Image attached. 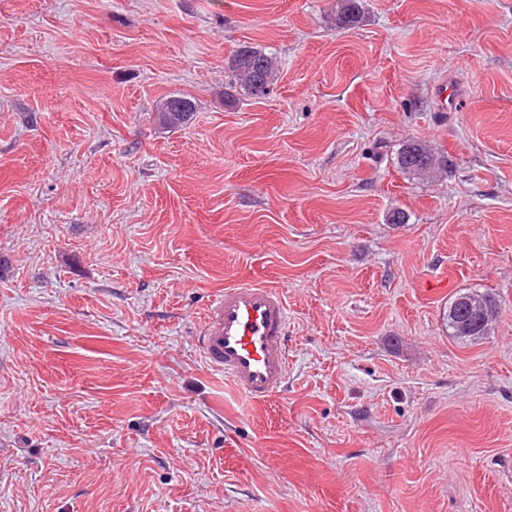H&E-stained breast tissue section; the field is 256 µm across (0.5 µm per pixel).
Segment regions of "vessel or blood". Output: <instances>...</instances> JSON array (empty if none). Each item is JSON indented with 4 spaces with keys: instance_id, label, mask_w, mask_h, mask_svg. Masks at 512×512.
<instances>
[{
    "instance_id": "obj_1",
    "label": "vessel or blood",
    "mask_w": 512,
    "mask_h": 512,
    "mask_svg": "<svg viewBox=\"0 0 512 512\" xmlns=\"http://www.w3.org/2000/svg\"><path fill=\"white\" fill-rule=\"evenodd\" d=\"M208 367L251 399L279 394L288 382V303L264 283L225 287L214 296L197 338Z\"/></svg>"
}]
</instances>
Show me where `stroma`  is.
Wrapping results in <instances>:
<instances>
[{
	"instance_id": "obj_1",
	"label": "stroma",
	"mask_w": 512,
	"mask_h": 512,
	"mask_svg": "<svg viewBox=\"0 0 512 512\" xmlns=\"http://www.w3.org/2000/svg\"><path fill=\"white\" fill-rule=\"evenodd\" d=\"M335 4L0 0V512H512V0ZM243 44L281 76L228 107ZM240 281L289 308L260 402L195 345ZM359 0H337L334 20L337 28H349L358 22ZM171 103L177 105V107L182 104L185 111L184 112H175L171 108ZM196 110V105L194 100L184 94L181 93H172L164 98L159 103L157 107V112L155 115V120L158 118H162L167 115L170 116L169 121L166 123L159 122V125L163 128L175 129L186 125L192 118L193 112ZM397 164L405 173L427 177L438 166V158L421 140H409L403 146ZM475 294H479L485 297L494 305L495 310L493 320L496 318L497 315L496 299L491 292L487 291L479 293L478 291H470L457 294L450 302V305L448 307V315L446 314L445 318L446 322L448 321V328L451 329L452 336H455L462 343L480 339L481 337L485 336L481 323L473 322L470 330L472 319L479 318L481 321L484 319H490V309L484 299L478 297L464 298L470 297L471 295ZM454 304L457 307L456 318L458 321V326L464 332H469L470 330V334L468 335L461 336L456 333V324L451 316V310Z\"/></svg>"
}]
</instances>
